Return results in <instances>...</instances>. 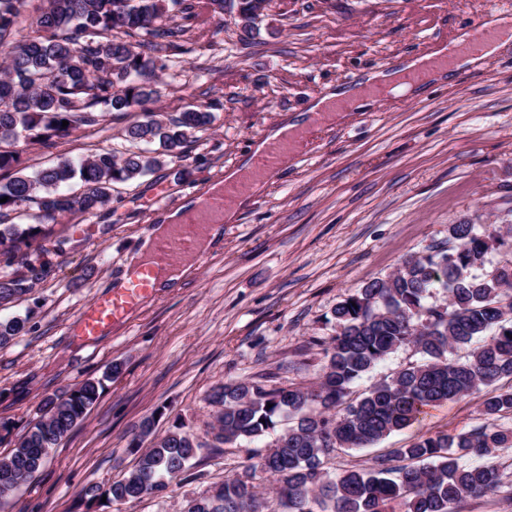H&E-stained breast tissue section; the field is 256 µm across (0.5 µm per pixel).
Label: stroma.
Returning a JSON list of instances; mask_svg holds the SVG:
<instances>
[{"label": "stroma", "mask_w": 512, "mask_h": 512, "mask_svg": "<svg viewBox=\"0 0 512 512\" xmlns=\"http://www.w3.org/2000/svg\"><path fill=\"white\" fill-rule=\"evenodd\" d=\"M505 0H271L260 33L242 42L233 9L202 13L181 39L177 67L160 72L167 116L210 105L212 125L182 158L112 187L95 214L42 225L44 274L0 319L28 330L0 346V458L48 398L101 381L86 419L8 498L12 512H181L210 485L242 473L264 440L212 449L214 386L264 372L285 385L317 383L332 310L363 283L446 242L449 225L499 222L512 209V43L480 64L345 120L310 124L306 144L193 261L179 287L153 292L124 322L86 343L80 311L124 278L127 262L160 219L223 182L253 143L306 115L313 100L382 67L429 52ZM124 115L51 145H18L26 171L102 150L125 151ZM167 202L155 204L157 192ZM118 374H111L112 365ZM488 388L431 409L377 445L339 449L333 472L369 466L423 433L457 435L483 425ZM153 419L142 436L144 419ZM184 423L208 447L191 477L121 503L88 501L136 465L142 450ZM494 462L505 491L465 500L460 512H512V447Z\"/></svg>", "instance_id": "obj_1"}]
</instances>
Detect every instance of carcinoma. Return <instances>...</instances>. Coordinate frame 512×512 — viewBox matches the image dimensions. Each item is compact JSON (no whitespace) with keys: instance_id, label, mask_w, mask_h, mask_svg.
Here are the masks:
<instances>
[{"instance_id":"cac0c4a2","label":"carcinoma","mask_w":512,"mask_h":512,"mask_svg":"<svg viewBox=\"0 0 512 512\" xmlns=\"http://www.w3.org/2000/svg\"><path fill=\"white\" fill-rule=\"evenodd\" d=\"M238 27L247 38L258 31L269 0H232ZM37 13L35 28L21 34L26 11ZM198 18L194 0H0V302L27 294L42 271L24 254L26 273L8 271L20 246L31 247L43 223L75 213L92 214L112 199L115 183L133 182L181 158L196 134L212 123L198 106L162 119L150 109L158 98L152 80L176 61L159 52L179 50L186 29L167 21ZM133 113L124 137L135 150L120 156L105 150L64 157L26 174L18 169L19 143L47 144L81 127ZM68 121L62 126V121ZM79 182L83 192H69ZM29 220L20 224L17 219ZM512 251V225L482 228L448 225V241L412 256L392 276L370 281L336 303L339 326L325 343L319 382L282 386L276 374L220 386L213 444L175 427L142 455L129 475L108 489L85 491L89 500L139 499L165 480L194 467L210 446L219 448L270 436L258 461L189 500L182 512H459L467 498L501 488L487 463L497 449L512 446V427L482 425L448 436L420 435L362 469L338 475L326 460L338 448H367L418 424L428 410L512 378V261L486 270L489 255ZM448 293V303L430 302L431 289ZM28 318L0 321V345L26 330ZM487 340L472 346L482 337ZM413 345L421 360L374 383L353 402L352 385L399 348ZM471 347L451 358V350ZM100 382L87 379L61 398L45 403L34 421L0 461V496L20 487L45 464L50 450L83 421L99 399ZM272 407H267V404ZM512 413V388L494 390L481 414ZM293 425L282 427V422ZM476 457L480 462L466 463ZM273 483L272 496L258 490L257 475Z\"/></svg>"}]
</instances>
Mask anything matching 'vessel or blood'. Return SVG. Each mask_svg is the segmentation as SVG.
Returning a JSON list of instances; mask_svg holds the SVG:
<instances>
[{"instance_id": "obj_1", "label": "vessel or blood", "mask_w": 512, "mask_h": 512, "mask_svg": "<svg viewBox=\"0 0 512 512\" xmlns=\"http://www.w3.org/2000/svg\"><path fill=\"white\" fill-rule=\"evenodd\" d=\"M473 37L465 43L455 45L454 51L459 56L475 57L481 55L485 44L497 37L493 27L483 22L471 26ZM294 145L289 141L273 143L254 164L258 175L275 173L290 157ZM244 183L225 186L221 193L200 199L187 214L184 223L175 225L171 232L155 241L150 264L142 271L139 278L133 279L126 288L115 290L97 297L85 307L79 318L78 335L94 338L110 329L116 322L125 319L127 313L151 291V281L161 271L170 267L181 258L197 257V240L210 225L222 223L224 209L235 197L244 191Z\"/></svg>"}]
</instances>
